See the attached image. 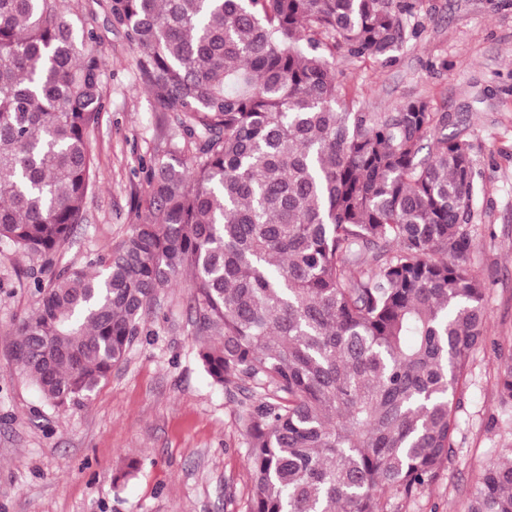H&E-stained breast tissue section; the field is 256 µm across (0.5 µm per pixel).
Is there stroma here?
I'll return each mask as SVG.
<instances>
[{
    "label": "stroma",
    "mask_w": 512,
    "mask_h": 512,
    "mask_svg": "<svg viewBox=\"0 0 512 512\" xmlns=\"http://www.w3.org/2000/svg\"><path fill=\"white\" fill-rule=\"evenodd\" d=\"M94 28L105 110L89 136L99 171L86 219L54 257L84 267L124 240L144 210L150 158L171 134L138 79L105 0H64ZM406 39L386 63L336 55V78L369 112L424 101L471 146L477 192L470 266L485 288L487 340L473 354L455 411L454 456L389 512H467L472 487L512 453V401L496 386L512 354V0H415ZM42 258L0 244V512H249L255 489L238 414L244 393L215 386L196 353L185 282L165 289L125 359L90 400L60 411L16 369V326L35 307ZM134 476L114 485L127 462Z\"/></svg>",
    "instance_id": "1"
}]
</instances>
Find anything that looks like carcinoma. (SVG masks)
Returning a JSON list of instances; mask_svg holds the SVG:
<instances>
[{
	"mask_svg": "<svg viewBox=\"0 0 512 512\" xmlns=\"http://www.w3.org/2000/svg\"><path fill=\"white\" fill-rule=\"evenodd\" d=\"M414 8L109 0L172 134L131 233L34 281L14 360L48 404L88 400L184 278L204 370L248 392L249 512H388L439 478L486 340L471 147L424 101L356 108L334 57L392 60ZM96 43L61 0H0V242L23 253L53 255L98 182ZM468 512H512V456Z\"/></svg>",
	"mask_w": 512,
	"mask_h": 512,
	"instance_id": "carcinoma-1",
	"label": "carcinoma"
}]
</instances>
